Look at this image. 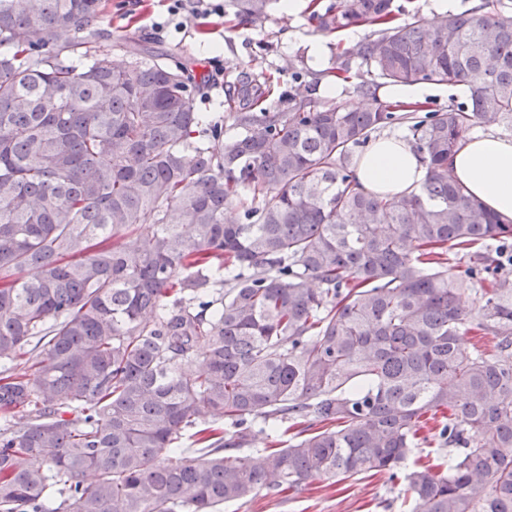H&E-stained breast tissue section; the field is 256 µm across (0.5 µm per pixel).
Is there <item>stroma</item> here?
<instances>
[{"mask_svg":"<svg viewBox=\"0 0 512 512\" xmlns=\"http://www.w3.org/2000/svg\"><path fill=\"white\" fill-rule=\"evenodd\" d=\"M222 14L196 15L184 11L169 15L168 0H104L103 28L112 39L125 38L137 48L170 59L192 75L223 67L218 84L203 83L195 91L200 112H235L238 99L228 96L236 80L253 77L265 84V95L254 102L256 112H284L290 98L304 95L324 106H362L365 99L356 86L361 78L351 74L339 80L325 65L315 66L308 54L313 41H321L327 61L350 49L345 32L327 34L311 23L310 2L302 0L296 14L273 6L263 21L239 20L229 0H211ZM338 85L337 96L326 86ZM400 481L387 474L368 472L339 482L332 478L308 481L299 491L266 493L225 505L223 512H408Z\"/></svg>","mask_w":512,"mask_h":512,"instance_id":"35a3bbf8","label":"stroma"}]
</instances>
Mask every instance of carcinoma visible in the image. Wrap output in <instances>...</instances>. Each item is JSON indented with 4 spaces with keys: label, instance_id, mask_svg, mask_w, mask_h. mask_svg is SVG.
<instances>
[{
    "label": "carcinoma",
    "instance_id": "carcinoma-1",
    "mask_svg": "<svg viewBox=\"0 0 512 512\" xmlns=\"http://www.w3.org/2000/svg\"><path fill=\"white\" fill-rule=\"evenodd\" d=\"M272 2L231 6L255 23ZM312 20L376 27L330 68L366 67L363 96L468 100L301 97L229 113L226 139L183 68L113 66L101 0H0V512H220L394 476L429 424L455 455L404 471L410 512H512V224L448 176L474 125L512 130V5L422 24L412 0H336ZM401 118L426 178L367 193L357 150ZM472 330L495 353L465 351ZM257 440V464L224 455ZM408 85L412 86H395L392 89V94L395 98L400 100H417L420 99L424 90L427 89L428 93L422 101H406V102H421L429 106L430 110H439L448 107L450 102H465L467 101L466 91L461 94L459 92L460 86L436 85L426 82H414ZM393 86L389 84H381L376 91L378 98H381L387 103L398 104L393 97L387 95V90Z\"/></svg>",
    "mask_w": 512,
    "mask_h": 512
}]
</instances>
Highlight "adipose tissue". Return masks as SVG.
I'll return each instance as SVG.
<instances>
[{
    "label": "adipose tissue",
    "mask_w": 512,
    "mask_h": 512,
    "mask_svg": "<svg viewBox=\"0 0 512 512\" xmlns=\"http://www.w3.org/2000/svg\"><path fill=\"white\" fill-rule=\"evenodd\" d=\"M361 187L382 197L419 189L427 169L398 134L371 140L355 169ZM449 176L501 220L512 222V140L493 134L465 137L448 159Z\"/></svg>",
    "instance_id": "1"
}]
</instances>
